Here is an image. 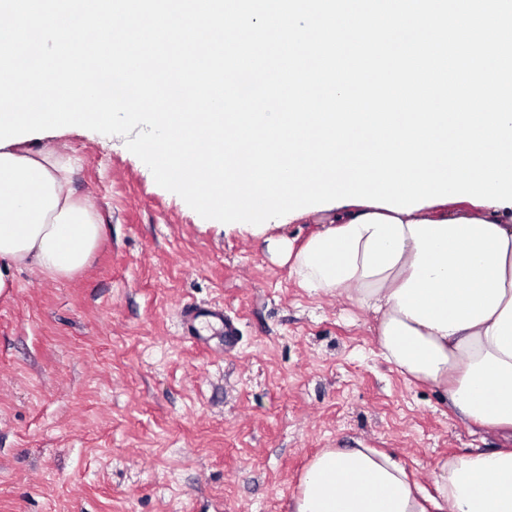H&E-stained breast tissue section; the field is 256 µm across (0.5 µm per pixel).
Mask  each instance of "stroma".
I'll return each mask as SVG.
<instances>
[{"instance_id":"35a3bbf8","label":"stroma","mask_w":512,"mask_h":512,"mask_svg":"<svg viewBox=\"0 0 512 512\" xmlns=\"http://www.w3.org/2000/svg\"><path fill=\"white\" fill-rule=\"evenodd\" d=\"M25 147L76 159L105 231L80 275L30 266L0 293V512H292L327 448L379 449L429 491L440 460L512 448L386 362L370 311L199 216L124 137ZM187 304L223 307L235 349L185 336Z\"/></svg>"}]
</instances>
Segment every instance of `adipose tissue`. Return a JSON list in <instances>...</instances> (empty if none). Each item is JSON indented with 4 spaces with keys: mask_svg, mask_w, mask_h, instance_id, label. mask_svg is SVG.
<instances>
[{
    "mask_svg": "<svg viewBox=\"0 0 512 512\" xmlns=\"http://www.w3.org/2000/svg\"><path fill=\"white\" fill-rule=\"evenodd\" d=\"M72 166L45 148L0 149V292L13 270L66 280L89 265L99 215L75 197ZM266 237L302 287L370 310L382 356L442 387L468 420L512 435V223L432 209L343 205L302 247ZM295 512H512V448L442 461L435 489L373 448H330L305 471Z\"/></svg>",
    "mask_w": 512,
    "mask_h": 512,
    "instance_id": "adipose-tissue-1",
    "label": "adipose tissue"
}]
</instances>
